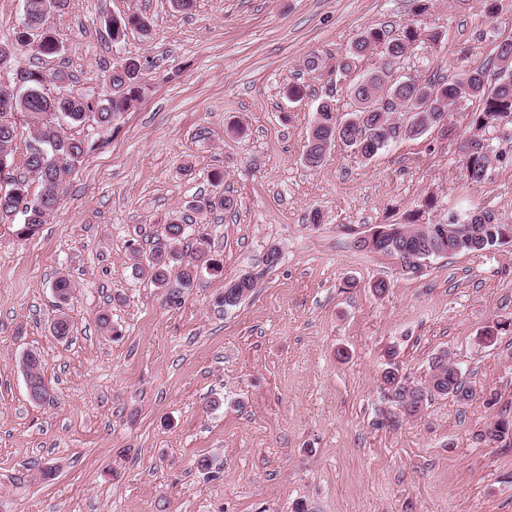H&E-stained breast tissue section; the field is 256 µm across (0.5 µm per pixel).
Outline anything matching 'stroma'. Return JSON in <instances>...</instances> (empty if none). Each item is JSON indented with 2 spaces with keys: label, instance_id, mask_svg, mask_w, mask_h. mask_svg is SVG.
<instances>
[{
  "label": "stroma",
  "instance_id": "1",
  "mask_svg": "<svg viewBox=\"0 0 512 512\" xmlns=\"http://www.w3.org/2000/svg\"><path fill=\"white\" fill-rule=\"evenodd\" d=\"M131 10L148 34L113 44L107 21ZM408 24L443 39L337 75L364 28L397 36ZM46 25L61 55L40 61L27 49L18 63L64 69L51 95L105 93L104 69L125 57L140 60L144 82L118 130L81 127L103 146L68 176L39 233L20 239L0 221V512H292L299 500L309 512H512V435L481 438L512 419V244L433 257L417 275L354 245L428 195L437 203L425 223L485 206L512 224V124L487 132L496 158L479 183L458 163L472 99L452 133L400 134L369 160L340 142L319 167L303 159L318 104L348 115L354 85L380 67L495 75L512 0L492 14L482 0H430L421 15L412 0H194L187 11L171 0H70ZM293 84L304 88L296 102ZM233 122L243 136L226 134ZM221 195L232 209L196 210ZM182 214L223 269L174 302L134 266ZM243 274L257 281L253 295L224 307L226 284ZM61 275L73 284L62 306L52 290ZM61 313L73 325L64 339L50 329ZM29 350L51 388L43 404L26 391ZM443 350L471 400L439 396L421 418L388 422V352L422 382ZM47 464L54 480L41 476Z\"/></svg>",
  "mask_w": 512,
  "mask_h": 512
}]
</instances>
